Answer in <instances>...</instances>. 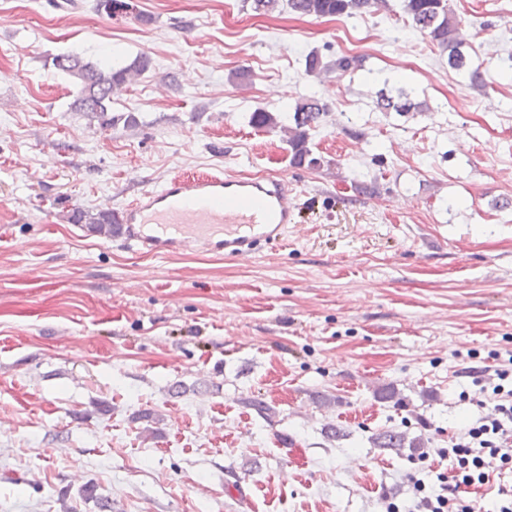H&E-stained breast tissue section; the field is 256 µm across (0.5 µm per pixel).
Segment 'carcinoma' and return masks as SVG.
I'll return each instance as SVG.
<instances>
[{
    "instance_id": "carcinoma-1",
    "label": "carcinoma",
    "mask_w": 512,
    "mask_h": 512,
    "mask_svg": "<svg viewBox=\"0 0 512 512\" xmlns=\"http://www.w3.org/2000/svg\"><path fill=\"white\" fill-rule=\"evenodd\" d=\"M380 0H288V7L300 14L318 16H353L366 12ZM404 15L409 17L412 25L426 33L439 48L448 51V67L468 74L475 85L483 83L481 66L473 64L461 51V21L457 18L450 0H402ZM52 65L57 70L70 75L80 82V87L90 91L87 97L78 96L71 104L75 112H83L98 119L104 128L114 127L119 122L132 125L137 122L134 115L112 114V96L136 77L145 73L150 60L140 56L128 65L100 66L86 62L78 56L59 55L52 58ZM377 107L383 112H424L429 106L424 102H415L403 87L389 86L378 91ZM326 105L320 99L310 96L296 103L293 109L294 127L290 128L288 144L292 152V161L298 166L314 164L316 159L310 157L306 145V128L319 122ZM95 224L100 229L111 232L112 225L119 223L114 212L97 214H78V221ZM375 448L391 450L398 455L406 448H422L424 442L419 437L395 429H387L370 437Z\"/></svg>"
}]
</instances>
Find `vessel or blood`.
<instances>
[{
    "label": "vessel or blood",
    "mask_w": 512,
    "mask_h": 512,
    "mask_svg": "<svg viewBox=\"0 0 512 512\" xmlns=\"http://www.w3.org/2000/svg\"><path fill=\"white\" fill-rule=\"evenodd\" d=\"M296 206L292 190L274 179L176 176L126 203L112 237L144 253L199 248L237 259L259 243L281 244Z\"/></svg>",
    "instance_id": "vessel-or-blood-1"
}]
</instances>
